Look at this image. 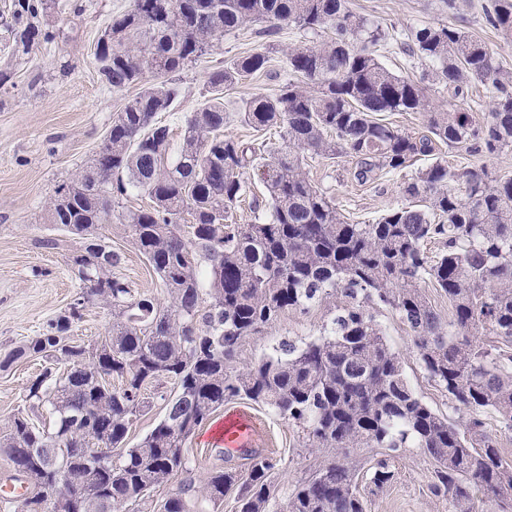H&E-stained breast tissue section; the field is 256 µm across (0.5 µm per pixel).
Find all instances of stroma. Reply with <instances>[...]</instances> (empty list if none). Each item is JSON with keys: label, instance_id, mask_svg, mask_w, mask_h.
I'll list each match as a JSON object with an SVG mask.
<instances>
[{"label": "stroma", "instance_id": "stroma-1", "mask_svg": "<svg viewBox=\"0 0 512 512\" xmlns=\"http://www.w3.org/2000/svg\"><path fill=\"white\" fill-rule=\"evenodd\" d=\"M13 0H0V71L9 75L6 91H0V353L42 333L47 323L77 297L80 282L68 265L76 245L72 237L49 224L46 204L56 187L71 181L103 143L113 119L123 109L133 90L115 92L105 87L94 59V49L111 16L127 10L131 0H57L61 19L56 22L54 43L41 44L30 53L13 46ZM488 0H464L459 10L442 8L440 0H349L358 14L378 21L399 33L426 25L465 28L484 41L497 62L512 70V37L490 27L483 7ZM312 34L296 27L280 31L277 50L267 74L226 89L224 103L228 119L224 133L251 140L253 131L239 114L242 100L274 93L287 72L289 47L312 42ZM266 40L250 25L224 36L212 52L175 78L179 96L172 109L163 113L173 145L182 141L185 121L196 112L209 88L208 78L229 60L260 50ZM447 161L449 169L462 172L488 168L495 175L512 177V148L495 156L469 152L466 147L435 143L431 155L417 157L412 165L361 184L355 178V159L307 156L305 170L311 181L336 201L349 221L374 223L387 209L410 205L404 193L409 179L433 161ZM146 194L131 189L113 204V219L102 233L123 261L117 276L139 293L167 304L168 295L146 258L130 244L120 227L122 212L146 205ZM57 238V249L39 247L38 239ZM393 349L401 355L405 373L414 391L432 408L449 410L448 395L422 369L413 349L408 327L385 307L373 310ZM331 318L327 303L313 304L308 311L291 310L261 335L247 338L234 362L245 370L265 354L274 353L281 340L301 341L318 335ZM40 363L21 360L0 370V429L15 414L26 411V389L38 374ZM242 409L256 417L263 437L255 449L276 460L271 475L270 512H279L287 496L308 478L323 460V450L306 447L303 434L294 425L275 416L268 408L245 399L226 402L187 440L186 455L196 485H204L217 468L246 476L245 452L225 453L214 437L216 426L227 412ZM381 448H356L350 453L358 469L357 490L367 503V512H448V501L429 489L431 462L410 448L392 459L393 482L380 494H372L369 483L373 464L384 458Z\"/></svg>", "mask_w": 512, "mask_h": 512}]
</instances>
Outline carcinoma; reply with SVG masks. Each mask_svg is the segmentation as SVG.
Here are the masks:
<instances>
[{"instance_id":"carcinoma-1","label":"carcinoma","mask_w":512,"mask_h":512,"mask_svg":"<svg viewBox=\"0 0 512 512\" xmlns=\"http://www.w3.org/2000/svg\"><path fill=\"white\" fill-rule=\"evenodd\" d=\"M55 9L56 0H15L16 51L54 39L53 26L38 18ZM485 16L512 35V0H491ZM257 23L270 39L290 25L327 35L288 49V78L243 104L242 122L279 131L288 151L224 136V89L268 72L270 57L260 50L212 73L211 96L186 119L170 158V128L157 115L177 96L172 77L224 35ZM387 37L347 0H132L109 19L95 54L105 83L122 92L148 73L157 80L112 122L103 142L108 156L59 185L47 209L49 223L79 240L68 261L82 292L42 334L0 358V368L24 357L64 366L46 367L30 382V414L15 416L0 436V452L27 484L16 512H54L35 492L33 474L57 481L59 497L83 486L112 501V512H145L150 492L177 474L185 478L164 512H204L201 504L224 502L235 485L237 512H268L277 463L267 456H252L241 483L236 473L215 470L199 491L189 476L186 439L236 398L268 407L302 429L307 446L331 454L282 512H366L351 448L389 451L372 466L374 494L395 476L389 459L417 448L432 461L429 487L448 499L449 512H475L476 491L512 512V464L486 422L492 414L501 431H512V178L485 168L458 173L435 161L405 187L419 204L353 224L302 170L307 152L344 155L357 159V179L366 183L379 170L431 154L435 139L489 156L512 147V72L484 42L446 25L411 32L406 51L432 63L417 78L379 62L373 47ZM475 82L493 101L481 125L468 112L431 103L432 86L455 99ZM388 112L422 114L428 134L383 122ZM265 158L268 215L228 223L246 193L247 170ZM132 188L149 203L122 213L120 225L161 280L171 299L165 307L114 275L122 256L100 233L110 200ZM436 240L442 250L431 256L427 244ZM426 283L448 297V321L432 307ZM338 294L342 305L320 335L284 340L248 370H230L247 337L288 310L304 312ZM101 302L112 308L108 336L69 342L86 307ZM374 305L406 324L418 360L459 420L410 387ZM485 331L495 336L487 348ZM161 377L173 381L174 393L158 398L177 424L163 418L128 448L130 425L149 407L144 391ZM45 415L49 426L35 423Z\"/></svg>"}]
</instances>
